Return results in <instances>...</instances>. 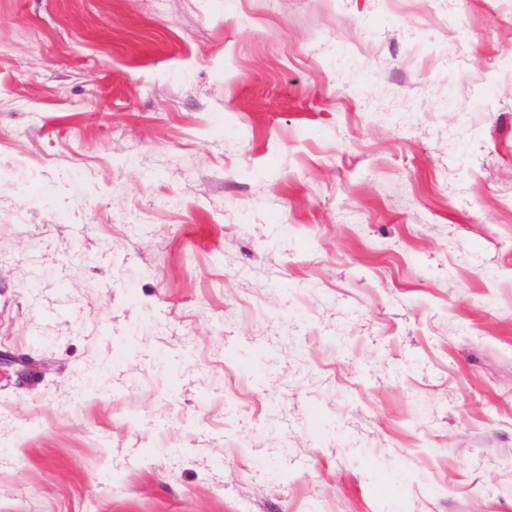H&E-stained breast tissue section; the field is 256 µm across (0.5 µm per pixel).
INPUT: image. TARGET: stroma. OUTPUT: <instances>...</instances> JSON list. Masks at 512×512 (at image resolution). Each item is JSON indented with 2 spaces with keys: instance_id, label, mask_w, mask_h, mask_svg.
I'll return each instance as SVG.
<instances>
[{
  "instance_id": "1",
  "label": "stroma",
  "mask_w": 512,
  "mask_h": 512,
  "mask_svg": "<svg viewBox=\"0 0 512 512\" xmlns=\"http://www.w3.org/2000/svg\"><path fill=\"white\" fill-rule=\"evenodd\" d=\"M0 512H512V0H0Z\"/></svg>"
}]
</instances>
